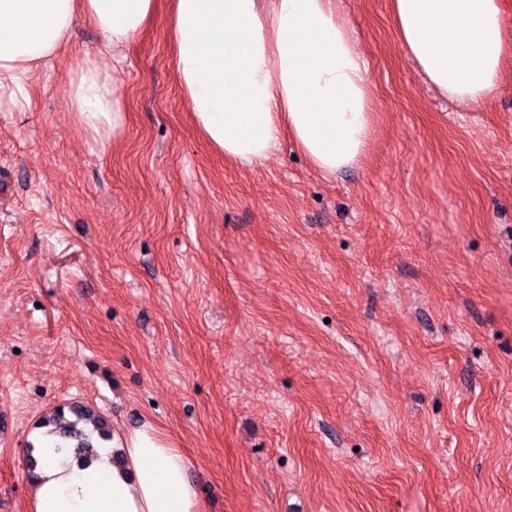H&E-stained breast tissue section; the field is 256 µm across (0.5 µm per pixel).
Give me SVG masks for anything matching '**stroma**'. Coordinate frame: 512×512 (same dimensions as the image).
<instances>
[{"instance_id":"35a3bbf8","label":"stroma","mask_w":512,"mask_h":512,"mask_svg":"<svg viewBox=\"0 0 512 512\" xmlns=\"http://www.w3.org/2000/svg\"><path fill=\"white\" fill-rule=\"evenodd\" d=\"M389 2L336 0L375 121L333 176L211 148L162 10L113 72L116 138L69 111L87 22L0 112V512H31L75 401L171 439L201 512H512V62L451 102Z\"/></svg>"}]
</instances>
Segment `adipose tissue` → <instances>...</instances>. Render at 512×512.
<instances>
[{
	"label": "adipose tissue",
	"instance_id": "1",
	"mask_svg": "<svg viewBox=\"0 0 512 512\" xmlns=\"http://www.w3.org/2000/svg\"><path fill=\"white\" fill-rule=\"evenodd\" d=\"M174 67L207 142L251 165L290 138L318 171L364 160L372 136L368 68L336 0H169ZM397 38L449 100L475 104L497 90L512 36L502 0H390ZM158 0H0V112L31 105L33 68L54 58L77 19L103 48L69 78V108L95 134L119 133L126 114L109 57L154 19ZM187 462L151 425L115 433L80 466L44 439L32 512H200Z\"/></svg>",
	"mask_w": 512,
	"mask_h": 512
}]
</instances>
